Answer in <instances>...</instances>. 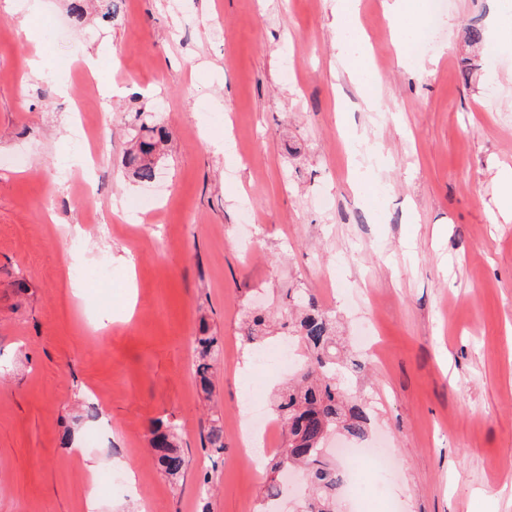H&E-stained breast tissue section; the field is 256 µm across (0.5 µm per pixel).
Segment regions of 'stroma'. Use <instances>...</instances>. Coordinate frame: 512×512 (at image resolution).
<instances>
[{
    "label": "stroma",
    "mask_w": 512,
    "mask_h": 512,
    "mask_svg": "<svg viewBox=\"0 0 512 512\" xmlns=\"http://www.w3.org/2000/svg\"><path fill=\"white\" fill-rule=\"evenodd\" d=\"M391 2H355V48L381 62L368 105L338 59L334 0H121L114 25L36 43L31 0H0V512H263L283 436L244 463L239 410L248 391L274 411L290 374L252 354L293 338L304 291L351 352L383 355L348 385L390 480L379 462L339 463L376 512H512V213L497 179L512 168V45L487 50L499 0H443L430 51L399 61ZM89 53L122 89L101 113L72 96ZM154 103L169 141L151 184L125 157ZM82 120L107 165L88 196L58 166ZM101 262L111 289L80 287L75 271ZM257 313L272 323L255 345L241 327ZM203 325L224 342L208 394L193 375ZM215 416L224 458L205 502ZM160 419L189 461L175 480L150 451ZM68 431L99 471L133 461L142 493H96Z\"/></svg>",
    "instance_id": "35a3bbf8"
}]
</instances>
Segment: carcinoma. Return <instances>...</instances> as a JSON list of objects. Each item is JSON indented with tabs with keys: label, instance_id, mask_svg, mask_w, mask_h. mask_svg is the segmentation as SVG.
Here are the masks:
<instances>
[{
	"label": "carcinoma",
	"instance_id": "obj_1",
	"mask_svg": "<svg viewBox=\"0 0 512 512\" xmlns=\"http://www.w3.org/2000/svg\"><path fill=\"white\" fill-rule=\"evenodd\" d=\"M158 108L142 111L137 148L128 155L135 176L148 182L155 176L154 156L161 154L165 132L160 125ZM298 313L295 332L305 343L300 354V379L283 392L276 406L277 420L285 431L286 444L277 449L270 461L275 473L292 465L301 468L309 478L313 497L306 503L305 512H334L336 490L344 477L336 465L326 459L322 444L336 430L349 437L362 439L370 424L367 407L350 395L346 386L347 366L340 360L335 336V318L315 295L303 294L293 298ZM197 361L194 376L201 389L209 393L213 386L214 361L220 350L218 338L200 335L194 339ZM205 439L209 444L211 468L224 456V426L220 420H210ZM150 445L162 472L177 479L187 461L179 449L176 426L159 422L151 430Z\"/></svg>",
	"mask_w": 512,
	"mask_h": 512
}]
</instances>
